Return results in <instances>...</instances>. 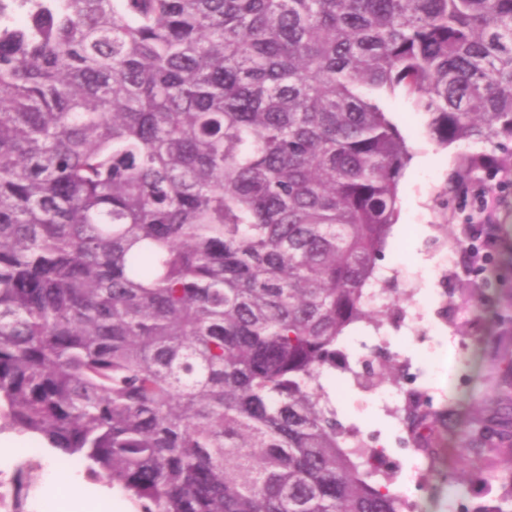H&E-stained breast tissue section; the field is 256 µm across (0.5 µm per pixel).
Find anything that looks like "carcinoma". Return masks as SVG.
Masks as SVG:
<instances>
[{
	"instance_id": "carcinoma-1",
	"label": "carcinoma",
	"mask_w": 512,
	"mask_h": 512,
	"mask_svg": "<svg viewBox=\"0 0 512 512\" xmlns=\"http://www.w3.org/2000/svg\"><path fill=\"white\" fill-rule=\"evenodd\" d=\"M398 90L512 159V0H0V431L132 512H404L325 385L379 326Z\"/></svg>"
}]
</instances>
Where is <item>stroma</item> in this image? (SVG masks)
I'll list each match as a JSON object with an SVG mask.
<instances>
[{
  "label": "stroma",
  "mask_w": 512,
  "mask_h": 512,
  "mask_svg": "<svg viewBox=\"0 0 512 512\" xmlns=\"http://www.w3.org/2000/svg\"><path fill=\"white\" fill-rule=\"evenodd\" d=\"M387 110L413 154L400 184L399 219L379 263L388 287L404 303L399 314L382 317L380 326L357 324L344 346L354 372L361 373L370 346L377 337H388L404 370L419 374L435 407L453 411L466 423L479 408L494 414L495 390L512 383V323L498 327L492 322L494 312L512 313V161L498 159L496 170L479 180L459 178L456 158L471 152V144L438 147L426 133L427 114L403 97L388 100ZM478 186L499 197V242L488 271L476 275L468 260L458 257L456 242L478 219ZM328 389L344 425L386 446L394 486L417 503L418 512H472L494 500L512 506V451L473 449L470 457L482 478L457 484L446 478L458 466L455 436L445 435L433 457L391 447L393 412L403 405V395L389 396L384 384L359 385L352 374ZM18 447L36 451L37 491L17 512H47V500L58 497L64 500L59 512H100V502L107 499L112 512H130L119 492L90 481L82 468L63 465L57 452L39 447L37 440L11 431L0 432L4 494L13 491Z\"/></svg>",
  "instance_id": "obj_1"
}]
</instances>
